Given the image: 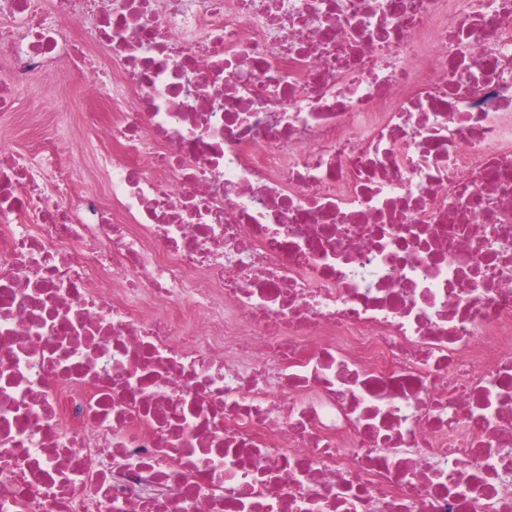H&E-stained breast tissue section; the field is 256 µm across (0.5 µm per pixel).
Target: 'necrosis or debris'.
<instances>
[{
    "mask_svg": "<svg viewBox=\"0 0 512 512\" xmlns=\"http://www.w3.org/2000/svg\"><path fill=\"white\" fill-rule=\"evenodd\" d=\"M36 78L0 512H512V0H0Z\"/></svg>",
    "mask_w": 512,
    "mask_h": 512,
    "instance_id": "necrosis-or-debris-1",
    "label": "necrosis or debris"
}]
</instances>
